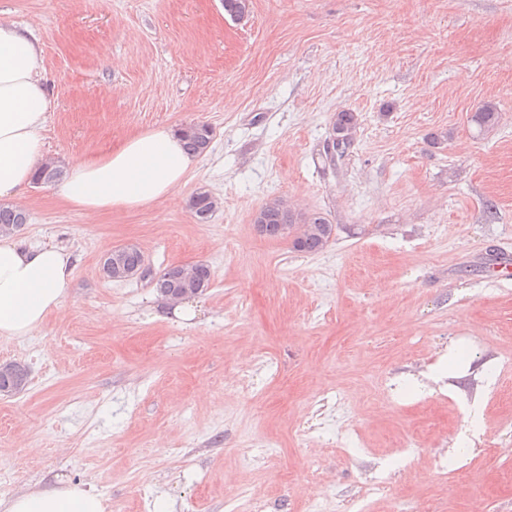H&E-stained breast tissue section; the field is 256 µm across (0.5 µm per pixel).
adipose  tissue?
I'll use <instances>...</instances> for the list:
<instances>
[{
  "label": "adipose tissue",
  "mask_w": 512,
  "mask_h": 512,
  "mask_svg": "<svg viewBox=\"0 0 512 512\" xmlns=\"http://www.w3.org/2000/svg\"><path fill=\"white\" fill-rule=\"evenodd\" d=\"M44 56L28 30L0 22V200L13 201L46 161L42 131L52 101L43 85ZM200 161L177 131L135 134L107 154L65 167L57 194L85 215L178 201L179 187ZM76 260L60 246H27L0 236V336H26L59 308ZM0 512H104L80 486L60 485L0 499Z\"/></svg>",
  "instance_id": "obj_1"
}]
</instances>
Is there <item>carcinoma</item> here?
Instances as JSON below:
<instances>
[{
	"label": "carcinoma",
	"instance_id": "cac0c4a2",
	"mask_svg": "<svg viewBox=\"0 0 512 512\" xmlns=\"http://www.w3.org/2000/svg\"><path fill=\"white\" fill-rule=\"evenodd\" d=\"M250 0H224V12L232 19L241 21L249 14ZM357 116L353 112H338L331 126L330 136L340 140L342 149L331 159L343 157L349 149L356 131ZM178 132L182 135L189 151L204 154L208 151L212 140V129L206 124L190 123L181 126ZM217 201L212 194L205 190H197L189 201V209L198 224L211 221ZM28 222V214L13 205L0 204V234H11L20 231ZM254 224L267 226L265 236L271 239L279 238L277 227L286 224L294 231L292 249L307 254H317L323 251L333 239V224L320 212H312L298 216L288 205L279 198L267 201L255 214ZM145 267L142 252L133 246L117 256L108 252L101 261L103 276L110 281H129L136 278L135 272ZM213 278L209 265L197 264L194 271L185 276L180 266L171 264L163 268L153 278L157 293L161 296L182 289H196L204 293L211 285Z\"/></svg>",
	"mask_w": 512,
	"mask_h": 512
}]
</instances>
